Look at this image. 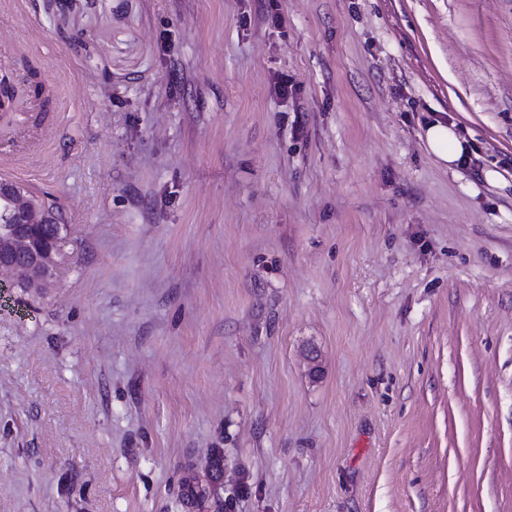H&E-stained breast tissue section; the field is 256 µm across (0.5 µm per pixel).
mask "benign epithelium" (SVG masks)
Masks as SVG:
<instances>
[{
  "label": "benign epithelium",
  "mask_w": 512,
  "mask_h": 512,
  "mask_svg": "<svg viewBox=\"0 0 512 512\" xmlns=\"http://www.w3.org/2000/svg\"><path fill=\"white\" fill-rule=\"evenodd\" d=\"M49 225L63 237L62 213L21 184L0 179V270L18 273V284L50 281L60 263L61 249L43 239L39 227Z\"/></svg>",
  "instance_id": "1"
}]
</instances>
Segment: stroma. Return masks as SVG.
<instances>
[{"label":"stroma","instance_id":"1","mask_svg":"<svg viewBox=\"0 0 512 512\" xmlns=\"http://www.w3.org/2000/svg\"><path fill=\"white\" fill-rule=\"evenodd\" d=\"M4 73L0 512H512V0H0ZM429 150L444 164H456L463 152L462 142L453 127L440 122L431 123L425 132ZM62 213L50 208L21 184L0 179V270L18 273L17 285L51 281L62 255L58 246L39 234L40 225L48 224L56 239L63 237L66 224Z\"/></svg>","mask_w":512,"mask_h":512}]
</instances>
